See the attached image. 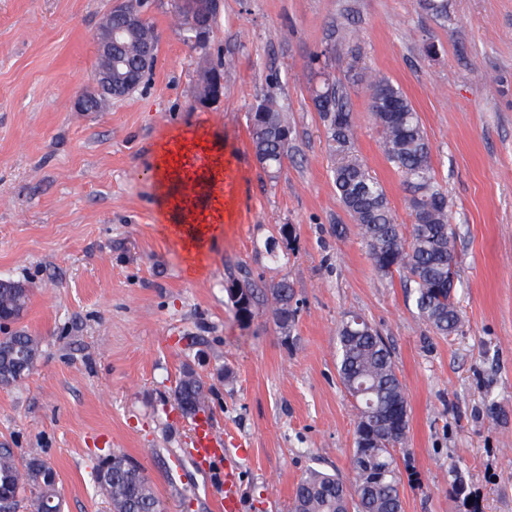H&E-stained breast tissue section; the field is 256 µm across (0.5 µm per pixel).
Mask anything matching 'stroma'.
I'll use <instances>...</instances> for the list:
<instances>
[{"label":"stroma","mask_w":512,"mask_h":512,"mask_svg":"<svg viewBox=\"0 0 512 512\" xmlns=\"http://www.w3.org/2000/svg\"><path fill=\"white\" fill-rule=\"evenodd\" d=\"M110 6L0 0V278L29 289L0 337L23 331L41 346L36 370L0 388V444L54 467L62 512H108L93 471L110 448L145 470L169 512H216L229 466L239 512H289L308 469L353 477L336 330L355 312L407 394L403 512H512V0H448L444 26L417 0H223L209 52L237 65L206 107L173 2L154 0L152 72L104 111L79 112ZM350 54L401 87L426 132L457 237L455 334L435 335L402 278L377 274L336 194L312 64ZM272 84L293 130L276 179L248 132ZM342 90L357 154L410 224L365 83ZM189 125L236 159L218 189L157 175ZM183 199L212 215L200 240ZM283 279L299 308L290 334L264 307L237 318L227 284ZM189 367L209 388L197 420L173 395ZM200 423L223 437L222 457H189Z\"/></svg>","instance_id":"35a3bbf8"}]
</instances>
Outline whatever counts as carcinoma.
<instances>
[{
	"instance_id": "cac0c4a2",
	"label": "carcinoma",
	"mask_w": 512,
	"mask_h": 512,
	"mask_svg": "<svg viewBox=\"0 0 512 512\" xmlns=\"http://www.w3.org/2000/svg\"><path fill=\"white\" fill-rule=\"evenodd\" d=\"M438 21L448 22V0H419ZM144 9L142 0H127L112 12L113 79L134 81L149 59H155L158 36L152 23L134 25L132 16ZM183 33L195 22L193 0L175 5ZM198 78L224 73L234 65L228 58L212 63L206 48L191 46ZM321 84L334 85L333 106L320 112L335 155L333 178L336 194L357 224L372 265L382 277L398 273L410 285L420 317L432 331L448 336L459 331L461 317L448 303L454 290L450 276L455 266L456 235L449 223L448 195L435 178L431 150L418 113L402 89L389 79L368 78L370 112L380 135L387 162L403 177L410 193L413 224H398L383 184L355 154L353 118L336 77L322 71ZM264 111L249 113V135L256 159L270 177L284 169L291 148V127L272 86L263 99ZM254 314L259 303L268 305L282 330L295 321L293 289L286 280L261 289L253 283L238 285ZM25 288H0V312L19 317L25 308ZM357 313L344 315L337 327L338 371L356 409L355 448L351 457L353 480L336 474L308 470L296 486L290 512H402L395 448L408 428L407 397L392 355L376 331L366 332ZM13 350L9 361L0 358V387L21 383L35 369L40 342L24 332L0 338V353ZM206 383L191 369L183 372L174 398L182 414L195 415V405L205 396ZM57 472L46 461L33 457L21 463L15 450L0 446V506L12 508L16 498L32 490L29 512H61L57 498ZM95 487L111 512H163V502L143 469L123 452L108 450L94 471Z\"/></svg>"
}]
</instances>
